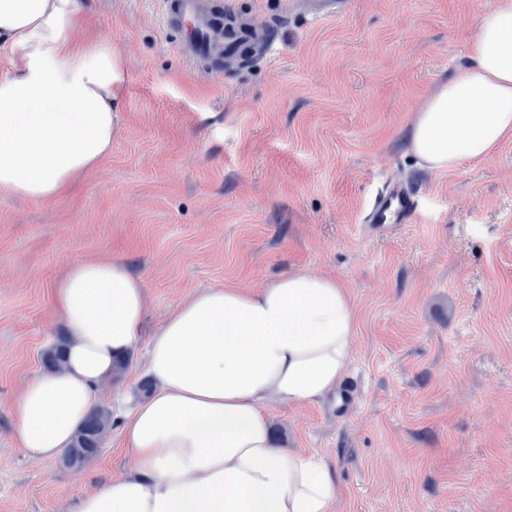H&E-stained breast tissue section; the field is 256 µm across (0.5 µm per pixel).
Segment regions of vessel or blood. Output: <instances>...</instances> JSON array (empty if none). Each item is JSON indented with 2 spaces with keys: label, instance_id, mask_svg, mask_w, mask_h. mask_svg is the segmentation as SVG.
I'll list each match as a JSON object with an SVG mask.
<instances>
[{
  "label": "vessel or blood",
  "instance_id": "obj_1",
  "mask_svg": "<svg viewBox=\"0 0 512 512\" xmlns=\"http://www.w3.org/2000/svg\"><path fill=\"white\" fill-rule=\"evenodd\" d=\"M167 14L184 19L197 16L196 24L188 26L181 42L183 51L191 57L207 56L226 49L236 50L245 45L249 36L240 31H229L213 24L209 19L198 17V0H164ZM420 213L417 190L399 181L385 182L380 192L370 204L365 219L370 224L416 223Z\"/></svg>",
  "mask_w": 512,
  "mask_h": 512
}]
</instances>
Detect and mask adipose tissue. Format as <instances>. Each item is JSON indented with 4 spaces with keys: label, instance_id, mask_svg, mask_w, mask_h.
Returning a JSON list of instances; mask_svg holds the SVG:
<instances>
[{
    "label": "adipose tissue",
    "instance_id": "adipose-tissue-1",
    "mask_svg": "<svg viewBox=\"0 0 512 512\" xmlns=\"http://www.w3.org/2000/svg\"><path fill=\"white\" fill-rule=\"evenodd\" d=\"M83 0H0V191L66 192L110 150L116 130L111 43L76 42ZM512 0H493L466 60L414 115L408 149L431 171L492 155L512 138ZM144 283L117 260L76 264L53 289L64 368L13 405L19 447L68 448L100 384L134 351ZM356 315L336 279L294 271L245 292L209 288L173 308L150 341L152 392L120 411L130 465L77 512H335L340 488L317 458L276 447L264 407L335 395L353 356Z\"/></svg>",
    "mask_w": 512,
    "mask_h": 512
}]
</instances>
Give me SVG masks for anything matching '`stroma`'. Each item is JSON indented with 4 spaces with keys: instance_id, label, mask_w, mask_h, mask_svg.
<instances>
[{
    "instance_id": "obj_1",
    "label": "stroma",
    "mask_w": 512,
    "mask_h": 512,
    "mask_svg": "<svg viewBox=\"0 0 512 512\" xmlns=\"http://www.w3.org/2000/svg\"><path fill=\"white\" fill-rule=\"evenodd\" d=\"M491 2L347 0L314 22L303 0H205L278 40L217 67L181 54L163 0H85L74 37L111 42L120 122L66 193H0V512H74L129 467L120 422L73 468L26 455L11 418L63 330L53 286L100 259L124 262L147 306L99 407L143 398L149 336L181 301L321 273L355 309L352 399L268 403L278 445L325 462L337 512H512V139L443 172L406 146ZM389 178L421 212L382 231L362 217Z\"/></svg>"
}]
</instances>
